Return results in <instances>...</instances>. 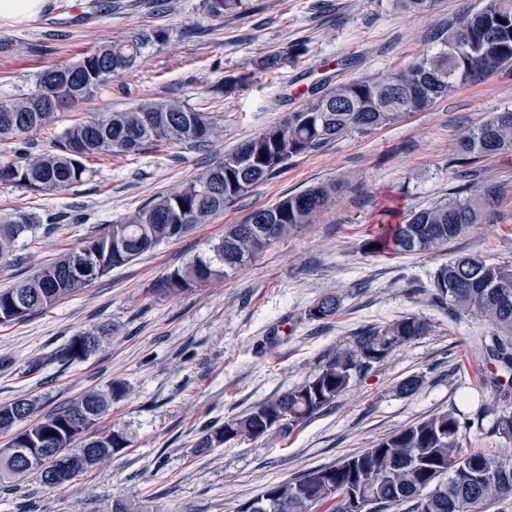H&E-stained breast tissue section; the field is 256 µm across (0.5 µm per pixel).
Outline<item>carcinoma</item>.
<instances>
[{"label": "carcinoma", "instance_id": "cac0c4a2", "mask_svg": "<svg viewBox=\"0 0 512 512\" xmlns=\"http://www.w3.org/2000/svg\"><path fill=\"white\" fill-rule=\"evenodd\" d=\"M209 16L246 13L244 0H203ZM170 38L164 28L137 33L123 41L98 47L70 64L39 73L35 90L0 103V140L20 139L52 122L55 112L75 108L112 79L133 68L149 50ZM440 49L421 53L410 65L383 74L336 84L324 79L308 90L305 102L258 135L224 153L184 187L161 193L128 214L102 234L86 238L74 252L44 266L29 278L0 289V324H10L77 295L115 268L122 267L164 241L184 236L206 224L253 187L280 174L295 157L322 150L352 133L366 134L391 125L478 75L512 65V0H485L476 12H464L448 31L436 35ZM298 41L259 61L265 71L277 70L307 53ZM219 126L206 112L178 100L145 99L122 111L96 113L65 128L56 150L25 153L0 164V184L37 193H63L82 182L89 158L138 154L165 143L189 147L218 136ZM512 152V111L488 112L461 131L454 142L457 176H474L475 161ZM336 186L320 184L286 194L274 204L254 210L241 224H231L213 246V255L195 257L154 285L153 292L174 297L234 270L302 224H311ZM496 193L448 201L412 212L405 223L383 225L379 236L363 245L373 256L389 248L403 253L440 250L482 224ZM34 218L22 215L0 222V260L10 258L17 241L32 230ZM433 299L459 317L476 316L491 328L487 354L503 373L496 383L502 397L512 389V266L492 263L479 255L458 254L432 274ZM339 302L329 295L310 306L312 321L336 315ZM433 325L418 316H404L371 326L353 344L339 347L332 357L301 385L270 398L220 425L202 431L200 452L272 432H287L330 409L355 378L384 365L406 344L428 335ZM113 333L109 323L72 336L55 354L64 363L81 362L93 353L88 342ZM126 394L123 382L90 389L66 405L36 415L37 402L22 398L29 423L23 432H38L43 447L53 450L31 468L0 466V484L34 475L45 481L44 470L65 467L79 473L85 467L75 457V445L94 448L91 464L128 447L120 431L96 432L110 403ZM472 419L458 411L438 412L417 420L370 448L338 462L314 467L299 477L274 482L244 502L238 512H348L347 498L355 495L384 512L412 501V512H484L500 497L512 496V448L493 452L465 451L463 431ZM492 432L512 439V412L498 414Z\"/></svg>", "mask_w": 512, "mask_h": 512}]
</instances>
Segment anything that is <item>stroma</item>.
I'll return each mask as SVG.
<instances>
[{
  "mask_svg": "<svg viewBox=\"0 0 512 512\" xmlns=\"http://www.w3.org/2000/svg\"><path fill=\"white\" fill-rule=\"evenodd\" d=\"M46 0L40 14L0 23V102L35 88L43 69L71 63L106 42L158 26L170 32L137 68L104 86L82 109L58 113L27 139L0 141V162L20 152L56 149L79 114L128 109L144 98H177L211 113L220 138L198 148L170 145L136 155L88 161L81 183L64 194H34L0 184V218L32 214L38 224L0 262V289L36 274L92 234L181 186L225 151L297 109L307 88L386 73L434 47V34L484 0H434L419 14L394 0H248L242 16L212 18L202 0ZM197 27L198 36L186 37ZM306 41L308 51L275 73L258 70L264 54ZM248 75L246 87L218 92L225 77ZM512 110V68L479 76L432 108L369 134L341 138L289 162L279 176L253 188L224 213L180 239L161 243L114 269L76 296L25 319L0 325V405L35 399L48 412L111 381L127 393L113 402L98 430L125 433L119 457L100 460L71 481L48 487L30 477L0 486V512H236L270 483L331 465L436 412L475 414L494 405L495 369L486 354L490 329L474 316L453 317L432 300L430 277L459 253L512 265V152L481 161L471 190L500 188L486 221L432 253L393 250L365 255L380 210L396 224L410 210L458 194L451 163L459 132L486 113ZM318 183L340 191L314 223L278 239L226 276L175 297L153 285L195 256L211 252L227 225L280 196ZM333 294L335 317L307 311ZM414 314L434 330L352 381L334 406L285 433L207 452L196 444L205 427L299 386L352 343L361 328ZM110 323L118 333L84 361L64 364L54 353L71 336ZM43 361L35 373L27 366ZM423 382L403 397L396 384Z\"/></svg>",
  "mask_w": 512,
  "mask_h": 512,
  "instance_id": "1",
  "label": "stroma"
}]
</instances>
